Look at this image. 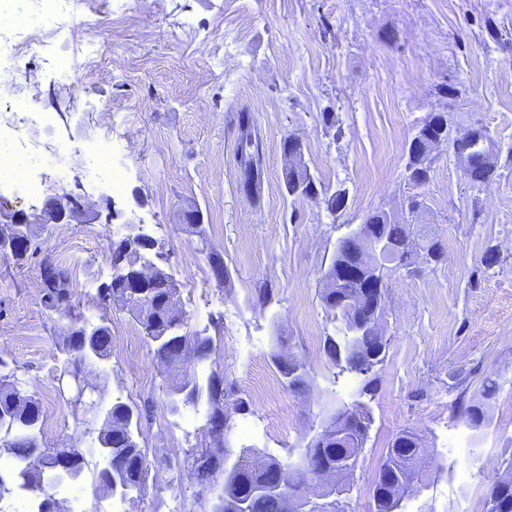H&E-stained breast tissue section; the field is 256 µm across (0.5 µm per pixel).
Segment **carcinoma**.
<instances>
[{"label": "carcinoma", "instance_id": "obj_1", "mask_svg": "<svg viewBox=\"0 0 512 512\" xmlns=\"http://www.w3.org/2000/svg\"><path fill=\"white\" fill-rule=\"evenodd\" d=\"M238 155L240 164L239 188L254 204L260 203L264 185L262 144L252 133L251 116L243 112L238 117ZM448 129V119L437 113L429 117L420 134H440ZM483 136L468 142L466 153L458 156L459 163H466L475 172L482 165ZM409 180L415 186L426 184L430 177L429 156L409 152ZM284 183L288 194L298 197L307 193L311 197L324 196L325 203L332 211H337V198L347 194L344 189L330 191L323 187L308 171L307 167H285ZM365 223L375 226V231L384 236L399 253V259L406 262L413 253L408 225L394 224L382 211L366 216ZM139 248L122 241L112 248V262L119 263L128 272L138 270ZM206 258L217 280L224 279V258L215 247L207 246ZM45 284V303L48 307L68 318L63 330L59 371L73 376L81 371L82 362L77 350L85 341L84 328L96 327L82 313L75 312L71 303L69 277L65 269L45 261L42 264ZM145 296L134 295L123 280L116 278L98 289V303H112L128 312L140 326L144 337L153 345L154 357L160 366L163 389L167 395V406L177 403L174 393L181 391L190 382L198 387V397L206 398L208 406L209 446L195 454L191 476L197 485L204 488L221 483V494L212 506L211 512H284L282 497L253 493L265 469L279 466L285 470L288 493L297 494L300 488L312 479V470L305 460L310 454L319 455L325 464L337 471L335 482L323 486L320 503L311 506L304 499L297 502L293 512H348V497L340 496L350 482L352 472L358 467L359 458L365 448L373 417L369 405L356 402L336 406L330 422L324 427L322 445L305 448L293 461L283 462L256 448H245L239 454L235 466L222 464L224 457V429L227 423V409L230 392L224 387V377L210 373L203 374L200 366L203 361L193 362L184 359L177 348L165 341L164 332L169 324L178 320L166 303V297L173 292L164 270H159L148 284ZM363 294L362 283L352 281L341 288L324 287L322 301L327 310L334 313L339 321L337 335L326 337L323 350L328 360L338 368L336 376L345 373L361 381V393L374 395L377 383V366L383 364L388 347V339L383 333L366 332L361 336H350L346 332L347 317L354 304ZM282 383L292 390L308 387L310 372L305 377H289V360L273 357ZM153 401L130 406L123 402L112 404V415L88 430L96 434V441L112 443V452L102 469L112 471L119 483L122 496L141 495L146 489L145 479L150 462L139 444H122L111 439V434L124 428L135 429L142 419L150 414ZM12 421L13 429L8 440L0 441V452L6 453L14 464L10 481L0 477V499L19 491L38 492L53 500V512H68L62 501L54 498L50 490L63 484L54 477L51 464L57 456H69L83 461L78 449L72 446L49 447L40 439L42 413L38 402L29 394L7 381H0V414ZM427 450L420 446L416 434L404 432L397 436L387 448L381 469L395 475L392 483L382 481L376 474L372 482V497L375 512H406V501L416 494L413 484L420 477ZM488 496L496 497L502 509L499 512H512V476L497 481L489 490Z\"/></svg>", "mask_w": 512, "mask_h": 512}]
</instances>
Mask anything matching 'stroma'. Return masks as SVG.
I'll use <instances>...</instances> for the list:
<instances>
[{
  "label": "stroma",
  "mask_w": 512,
  "mask_h": 512,
  "mask_svg": "<svg viewBox=\"0 0 512 512\" xmlns=\"http://www.w3.org/2000/svg\"><path fill=\"white\" fill-rule=\"evenodd\" d=\"M125 6L133 18L110 43L112 15ZM88 20L99 24L101 68L74 92L57 83L54 64L67 57L81 67L76 47ZM66 24L67 37L21 57L17 67L28 110L52 115L49 126L29 129L30 141L77 153L61 179L38 163L40 195L1 188L0 223L39 212L60 187L98 205L111 200L114 215L42 228V252L24 265L0 256V380L38 401L44 443L79 448L83 478L57 492L69 512L103 504L101 458L82 412L57 393L54 356L66 320L44 303L43 261L79 270L84 285L73 289L74 305L92 322L109 320L112 355L93 375L106 402L156 403L138 429L152 462L146 493L124 501L123 512H211L215 490L190 478L195 453L210 442L205 403L169 413L157 361L136 322L97 301L113 246L125 239L127 221L145 225L155 240L153 261L176 278L184 333L219 326L205 369L249 403L248 411L229 413L227 451L254 446L284 460L337 400L355 399V378H334L323 354L336 321L321 291L343 225L377 210L410 225L415 237L440 241L444 257L385 271L382 330L390 345L352 478V512H370L384 454L407 430L440 457L408 512H484L488 489L512 458V0H90ZM107 111L126 116L111 133L101 119ZM242 112L251 113L263 148L258 206L239 189ZM326 112L333 127L322 121ZM433 113L447 115L451 136L486 132L496 157L490 181L471 182L443 144L431 153L427 184L413 186L409 144ZM107 134L112 161L125 174L119 194L90 182L79 153ZM288 137L301 140L323 186L346 189L343 211L288 195ZM414 195L425 204L418 216L408 207ZM192 209L203 216L205 238L185 229L183 215ZM205 240L223 252L225 280L201 253ZM490 248L498 262L488 268ZM190 252L192 265L184 261ZM262 288L272 297L265 306L257 300ZM277 351L305 362L310 381L302 391L278 386L267 398L257 386L278 377ZM136 369L148 384L132 386ZM488 377L500 389L484 401ZM477 402L488 422L476 430L461 414Z\"/></svg>",
  "instance_id": "35a3bbf8"
}]
</instances>
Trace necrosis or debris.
Here are the masks:
<instances>
[{"label":"necrosis or debris","instance_id":"necrosis-or-debris-1","mask_svg":"<svg viewBox=\"0 0 512 512\" xmlns=\"http://www.w3.org/2000/svg\"><path fill=\"white\" fill-rule=\"evenodd\" d=\"M86 0H0V87L9 97L5 111L0 112V184L17 187L35 195L41 184L32 176L27 160L28 141L25 132L38 118L29 112L21 95V84L11 62L14 58L44 49L50 40L60 37L61 18L80 13Z\"/></svg>","mask_w":512,"mask_h":512}]
</instances>
